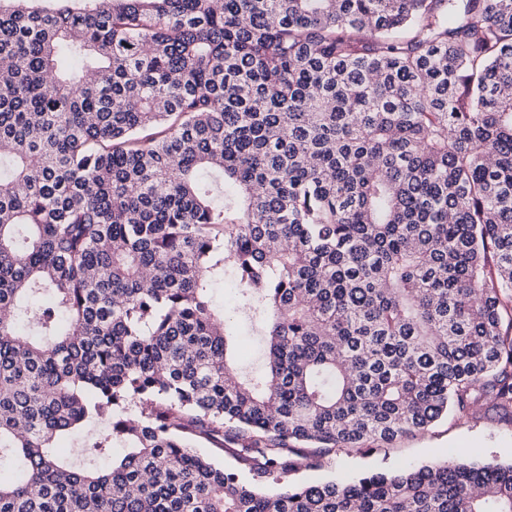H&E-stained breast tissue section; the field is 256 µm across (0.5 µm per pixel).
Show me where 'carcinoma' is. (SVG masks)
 <instances>
[{
  "label": "carcinoma",
  "mask_w": 512,
  "mask_h": 512,
  "mask_svg": "<svg viewBox=\"0 0 512 512\" xmlns=\"http://www.w3.org/2000/svg\"><path fill=\"white\" fill-rule=\"evenodd\" d=\"M31 2L0 4V512H512V464L273 487L512 418V0ZM93 424L106 469L58 452ZM238 319H240L243 323L252 326V334L243 333L240 337V355H238V360L236 363V367L243 371L247 372L251 369L255 368L260 360V351L258 345V339L261 336V327L260 325H251L250 321L246 319L244 315H238ZM250 347V350L248 349Z\"/></svg>",
  "instance_id": "cac0c4a2"
}]
</instances>
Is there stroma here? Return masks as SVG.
I'll use <instances>...</instances> for the list:
<instances>
[{
	"label": "stroma",
	"instance_id": "stroma-1",
	"mask_svg": "<svg viewBox=\"0 0 512 512\" xmlns=\"http://www.w3.org/2000/svg\"><path fill=\"white\" fill-rule=\"evenodd\" d=\"M448 457L466 462L512 463V423L501 420L484 405L469 418L452 412L428 431L403 437L389 447L336 452L329 464L305 472L304 477L342 481L365 471H391Z\"/></svg>",
	"mask_w": 512,
	"mask_h": 512
}]
</instances>
